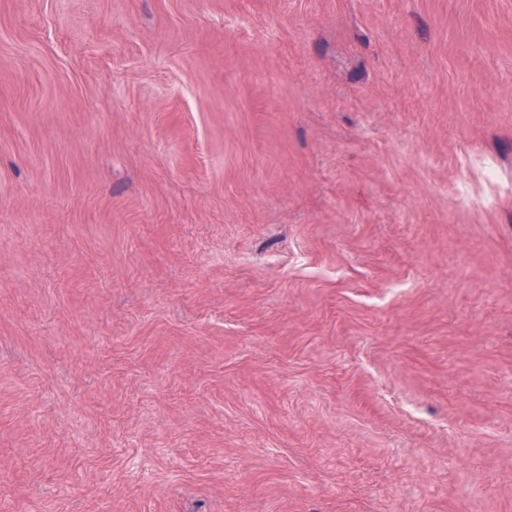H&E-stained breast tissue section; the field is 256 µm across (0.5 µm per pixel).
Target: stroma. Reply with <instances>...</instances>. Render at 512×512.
<instances>
[{
  "instance_id": "35a3bbf8",
  "label": "stroma",
  "mask_w": 512,
  "mask_h": 512,
  "mask_svg": "<svg viewBox=\"0 0 512 512\" xmlns=\"http://www.w3.org/2000/svg\"><path fill=\"white\" fill-rule=\"evenodd\" d=\"M0 512H512V0H0Z\"/></svg>"
}]
</instances>
